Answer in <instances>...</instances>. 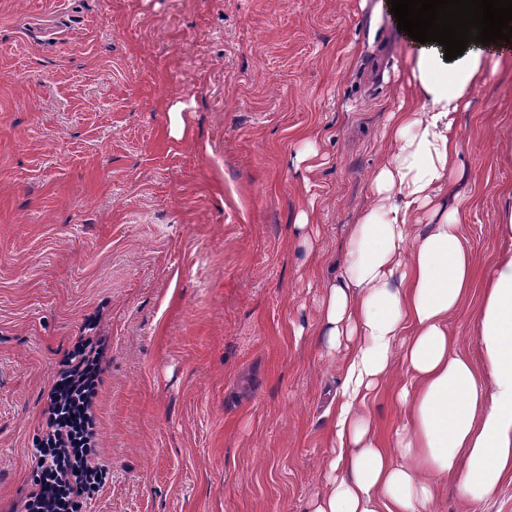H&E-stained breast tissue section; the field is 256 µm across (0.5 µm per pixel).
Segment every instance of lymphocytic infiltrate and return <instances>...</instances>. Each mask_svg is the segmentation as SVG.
<instances>
[{
    "mask_svg": "<svg viewBox=\"0 0 512 512\" xmlns=\"http://www.w3.org/2000/svg\"><path fill=\"white\" fill-rule=\"evenodd\" d=\"M109 341L82 336L63 356L42 413L34 488L18 512H82L109 469L98 461L97 398Z\"/></svg>",
    "mask_w": 512,
    "mask_h": 512,
    "instance_id": "obj_1",
    "label": "lymphocytic infiltrate"
}]
</instances>
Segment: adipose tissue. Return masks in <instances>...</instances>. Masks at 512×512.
Listing matches in <instances>:
<instances>
[{"label":"adipose tissue","instance_id":"obj_1","mask_svg":"<svg viewBox=\"0 0 512 512\" xmlns=\"http://www.w3.org/2000/svg\"><path fill=\"white\" fill-rule=\"evenodd\" d=\"M512 44H469L445 60L435 42L410 54L413 94L391 113L371 203L321 283L317 334L342 378L332 400L327 489L310 512H436L439 489L484 499L512 480V250L479 274L456 192L458 114ZM479 358L456 349L450 322L472 290ZM401 381H394L395 367ZM392 387L406 418L388 437L371 403Z\"/></svg>","mask_w":512,"mask_h":512}]
</instances>
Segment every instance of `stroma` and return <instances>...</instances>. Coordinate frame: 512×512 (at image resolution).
<instances>
[{
  "label": "stroma",
  "instance_id": "obj_1",
  "mask_svg": "<svg viewBox=\"0 0 512 512\" xmlns=\"http://www.w3.org/2000/svg\"><path fill=\"white\" fill-rule=\"evenodd\" d=\"M377 2L0 0V512L32 488L45 393L93 319L112 343L110 475L85 512H307L325 490L341 368L303 258L339 253L411 93V48ZM459 131L486 271L511 70ZM436 512H512V482L466 503L446 489Z\"/></svg>",
  "mask_w": 512,
  "mask_h": 512
}]
</instances>
